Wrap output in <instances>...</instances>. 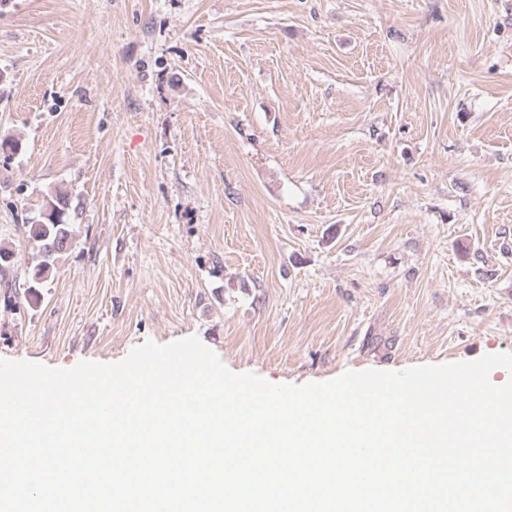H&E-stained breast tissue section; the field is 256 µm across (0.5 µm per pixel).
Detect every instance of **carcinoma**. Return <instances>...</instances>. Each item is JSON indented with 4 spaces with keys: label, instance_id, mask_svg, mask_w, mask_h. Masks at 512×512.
I'll use <instances>...</instances> for the list:
<instances>
[{
    "label": "carcinoma",
    "instance_id": "obj_1",
    "mask_svg": "<svg viewBox=\"0 0 512 512\" xmlns=\"http://www.w3.org/2000/svg\"><path fill=\"white\" fill-rule=\"evenodd\" d=\"M71 194L56 189L39 202L40 219L28 225V238L34 245L30 289L41 288L49 278L54 263L75 238L73 225L66 220Z\"/></svg>",
    "mask_w": 512,
    "mask_h": 512
}]
</instances>
